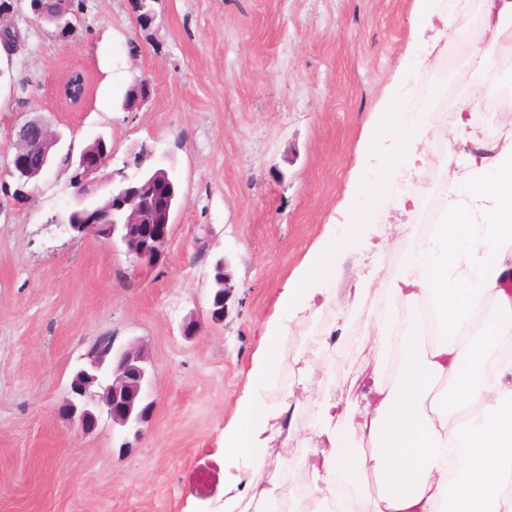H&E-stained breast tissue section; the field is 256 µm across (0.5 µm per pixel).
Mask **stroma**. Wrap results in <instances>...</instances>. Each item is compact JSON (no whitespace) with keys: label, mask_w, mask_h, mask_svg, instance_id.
I'll list each match as a JSON object with an SVG mask.
<instances>
[{"label":"stroma","mask_w":512,"mask_h":512,"mask_svg":"<svg viewBox=\"0 0 512 512\" xmlns=\"http://www.w3.org/2000/svg\"><path fill=\"white\" fill-rule=\"evenodd\" d=\"M0 17L22 40L0 75V512H224L243 492L248 461L224 450V431L247 402L294 393L293 440L267 462L303 471L316 402L300 385L319 363L321 389L353 402L380 355L363 339L386 304L372 284L397 276L423 234L419 209L380 203L329 283L322 306L290 315L274 375L251 387L278 301L300 268L352 220L356 188L396 153L369 144L385 99L432 76L447 38L420 24L415 0H83L69 39L34 21L28 0ZM86 92L58 94L72 71ZM147 83L138 110L121 104ZM38 118L73 152L96 135L110 169L141 149L171 167L180 203L163 262L65 232L57 219L74 169L50 167L15 203L8 164L17 124ZM454 113H431L419 180L436 192ZM234 286L223 323L209 322L213 264ZM364 304H354L360 283ZM201 325L182 334L189 318ZM331 333L332 354L311 337ZM102 336L142 346L154 407L139 433L101 417L82 432L59 407L73 372Z\"/></svg>","instance_id":"1"}]
</instances>
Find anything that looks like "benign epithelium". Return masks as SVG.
I'll return each instance as SVG.
<instances>
[{
	"label": "benign epithelium",
	"mask_w": 512,
	"mask_h": 512,
	"mask_svg": "<svg viewBox=\"0 0 512 512\" xmlns=\"http://www.w3.org/2000/svg\"><path fill=\"white\" fill-rule=\"evenodd\" d=\"M30 6L34 20L54 25L58 36L65 38L74 32L75 0H54L49 12L44 10L43 0H30ZM18 42V32L0 19V48L10 57ZM61 141L60 133L38 119H30L16 130L9 163L16 203L28 200L31 185L52 164ZM95 142L100 145L98 151L88 146L77 156L70 151L64 156L66 165L75 167V191L61 223L77 237L94 235L114 246L119 244L141 262H161L172 234V200L159 191L150 194L148 189L156 180L174 188L171 171L158 167L152 174L143 169L144 162L152 157L147 153L138 157L131 175L124 170L108 172L112 150L101 137ZM216 269L224 282L222 304L211 310L212 319L218 321L227 313L233 285L226 273V261H221ZM84 360L66 388L61 413L78 420L85 431L95 429L103 414L112 424L125 429L142 423L153 408V402L146 401L144 395L148 371L143 351L129 346L115 353L112 339L103 336L85 354Z\"/></svg>",
	"instance_id": "benign-epithelium-1"
}]
</instances>
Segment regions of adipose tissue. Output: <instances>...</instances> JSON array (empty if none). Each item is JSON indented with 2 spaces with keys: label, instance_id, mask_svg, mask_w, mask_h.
Listing matches in <instances>:
<instances>
[{
  "label": "adipose tissue",
  "instance_id": "ef3b65f1",
  "mask_svg": "<svg viewBox=\"0 0 512 512\" xmlns=\"http://www.w3.org/2000/svg\"><path fill=\"white\" fill-rule=\"evenodd\" d=\"M497 22L474 56L512 55V0H489ZM449 145L470 144L461 174L449 181L442 219L387 289L385 334L368 336L387 356L349 409L321 395L309 437L311 489L294 512H512V139L491 141L468 103L456 108ZM428 127L399 97L386 100L371 142L387 138L397 159L419 160ZM350 237L317 251L282 294L288 311L311 303L333 277ZM289 399L244 408L224 447L252 467L242 497L224 512H276L280 473L268 471L274 429ZM346 415L362 441L336 431Z\"/></svg>",
  "mask_w": 512,
  "mask_h": 512
}]
</instances>
